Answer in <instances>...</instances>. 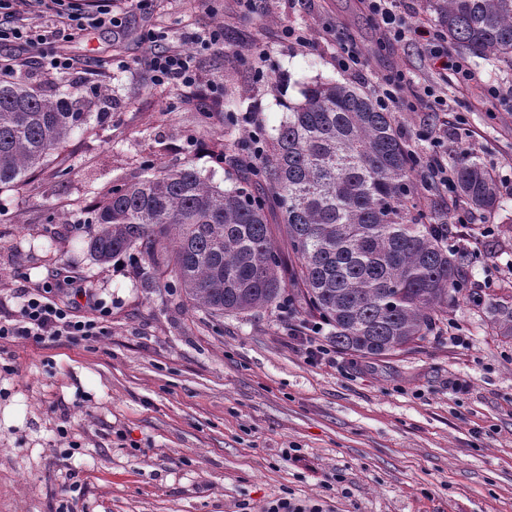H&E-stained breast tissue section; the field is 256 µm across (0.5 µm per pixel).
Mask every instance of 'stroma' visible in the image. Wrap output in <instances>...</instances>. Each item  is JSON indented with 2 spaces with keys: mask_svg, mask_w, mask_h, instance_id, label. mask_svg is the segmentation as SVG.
I'll return each instance as SVG.
<instances>
[{
  "mask_svg": "<svg viewBox=\"0 0 512 512\" xmlns=\"http://www.w3.org/2000/svg\"><path fill=\"white\" fill-rule=\"evenodd\" d=\"M118 31L88 29L64 52L90 60L70 77L18 69L23 82L100 88L90 121L59 159L18 187L0 190V302L22 288L69 278L110 309L107 335L39 347L0 342V512H263L296 498L324 512H512V337L487 312L512 300V185L471 228L450 224L471 258L468 285L433 333L380 358L334 350L310 363L300 317L264 308L213 318L177 290L145 288L137 251L96 262L84 241V208L147 169L188 165L227 187L217 155L245 128L224 134L225 99H244L264 133L319 81L371 92L397 69L448 96L449 128L470 133L475 155L512 173V68L461 58L442 69L425 48L384 38L360 0H114ZM224 44L206 47L215 25ZM307 30L310 44L282 29ZM365 61L348 77L336 66L337 29ZM192 51L197 87L160 85L146 35ZM489 224L494 233L478 234ZM298 449L299 460L286 456Z\"/></svg>",
  "mask_w": 512,
  "mask_h": 512,
  "instance_id": "obj_1",
  "label": "stroma"
}]
</instances>
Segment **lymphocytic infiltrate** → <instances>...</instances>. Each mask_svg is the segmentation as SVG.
<instances>
[{
  "instance_id": "obj_1",
  "label": "lymphocytic infiltrate",
  "mask_w": 512,
  "mask_h": 512,
  "mask_svg": "<svg viewBox=\"0 0 512 512\" xmlns=\"http://www.w3.org/2000/svg\"><path fill=\"white\" fill-rule=\"evenodd\" d=\"M366 11L375 24L382 28L389 40L395 42L418 41L433 49L442 66L460 69V62L446 58L438 51L439 36L436 30L425 25H410L400 19L395 11V0H363ZM47 10L54 11L63 30H85L116 24L112 14V0H100L96 9L76 7L72 0H0V43H10L32 52L40 51L45 42L43 34L28 22L30 15ZM150 64L156 82L174 83L185 88L193 87L197 73L190 53L178 48L153 54ZM376 99L388 112H412L418 104L431 103L447 108L448 100L429 85H414L403 72L384 75L376 90ZM420 139L429 141L432 149L425 154L417 169L422 184L455 192L454 176L443 156L448 152V126L439 124L423 129ZM19 308L8 312L0 320V341L24 338L35 345L47 346L60 341L88 340L106 333L103 324L108 313L105 303L94 301V316L75 315L72 306L62 305L47 291L25 292Z\"/></svg>"
}]
</instances>
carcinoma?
I'll return each instance as SVG.
<instances>
[{
  "label": "carcinoma",
  "mask_w": 512,
  "mask_h": 512,
  "mask_svg": "<svg viewBox=\"0 0 512 512\" xmlns=\"http://www.w3.org/2000/svg\"><path fill=\"white\" fill-rule=\"evenodd\" d=\"M426 10L442 40L512 65V0H426ZM94 103L76 82L49 93L0 79V187L59 156ZM242 104L224 113V133L242 122ZM245 151L237 140L220 152L237 171L229 188L183 166L107 189L86 209L90 255L106 263L138 250L146 287L175 282L186 303L215 318L279 303L291 286L305 313L331 327L336 347L356 355L387 356L424 340L464 284L467 259L448 249V216L420 208L417 159L375 96L316 83L263 138L259 159L242 161ZM454 169L460 196L493 212L488 168L459 150ZM273 220L296 269L274 243Z\"/></svg>",
  "instance_id": "1"
}]
</instances>
